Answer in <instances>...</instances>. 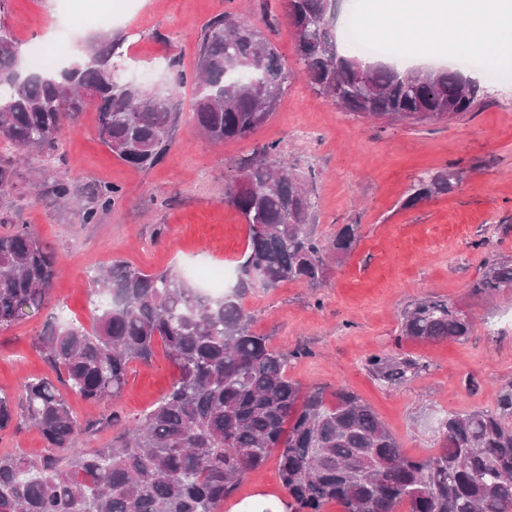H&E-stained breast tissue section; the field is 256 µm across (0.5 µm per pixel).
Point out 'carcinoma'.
<instances>
[{
	"instance_id": "obj_1",
	"label": "carcinoma",
	"mask_w": 512,
	"mask_h": 512,
	"mask_svg": "<svg viewBox=\"0 0 512 512\" xmlns=\"http://www.w3.org/2000/svg\"><path fill=\"white\" fill-rule=\"evenodd\" d=\"M336 0H287L304 73L346 111L389 120H442L483 104L480 81L447 68L403 69L365 63L338 40ZM122 45L97 38L86 58L36 79H15L19 40L0 25V142L48 157L66 126L84 112L80 96L98 91L99 140L136 168L156 163L173 139L169 94L155 101L135 87L109 85ZM290 72L256 27L226 13L198 40L193 86L197 130L211 142L249 138L275 111ZM458 172L422 177L408 204L451 191ZM315 177L284 169L278 144L263 146L227 187L248 225L235 284L211 296L181 275L146 274L114 263L92 281L93 324H46L38 351L57 379L29 378L18 400L0 394V431L17 420L38 431L49 452L0 455V512H218L241 477L277 453L293 512H512V383L496 407L450 413L438 426L441 447L424 458L404 454L374 410L346 386L303 387L288 377L290 354L253 330L243 306L255 288L285 282L319 288L359 239V225L315 233ZM15 191V170L0 163V202ZM55 251L27 226L0 234V329L47 304L59 273ZM471 292L512 288V258L489 255ZM473 317L425 297L407 308L400 337L462 341ZM162 345L177 374L143 418L107 448H76L82 427L69 390L94 403L121 395L130 363L152 361ZM369 373L384 386L426 370L404 354H372Z\"/></svg>"
}]
</instances>
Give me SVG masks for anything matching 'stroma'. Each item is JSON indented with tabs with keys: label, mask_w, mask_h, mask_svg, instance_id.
Segmentation results:
<instances>
[{
	"label": "stroma",
	"mask_w": 512,
	"mask_h": 512,
	"mask_svg": "<svg viewBox=\"0 0 512 512\" xmlns=\"http://www.w3.org/2000/svg\"><path fill=\"white\" fill-rule=\"evenodd\" d=\"M234 13L259 28L292 73L270 120L245 140L216 146L194 126L191 87L172 100L173 144L153 166L133 168L97 137L98 112L88 109L64 130L57 155L16 154L0 144V162H14L17 188L0 203V233L27 224L59 257L48 303L0 329V390L17 394L21 382L50 375L35 343L47 322L90 326L91 279L121 261L148 273L193 275L205 264L236 269L248 226L224 199L240 161L278 143L293 171L315 175L314 227L331 235L356 224V247L313 288L287 282L252 290L245 301L254 331L272 347L292 353L288 374L303 386H348L375 410L406 455L426 457L439 446L436 422L447 412L493 408L500 385L512 382V291L488 300L471 284L489 252L512 256V60L488 66L447 47L420 46L427 66L479 74L483 106L441 121L371 120L347 112L321 95L299 62L288 25L286 0H0V23L20 42L22 61L37 71L36 50L65 65L109 33L122 39L116 63L124 79L167 89L177 72L193 73L204 26ZM455 165L453 190L407 205L424 173ZM67 177L75 199L49 190ZM122 194L102 206L99 192ZM98 219L86 223V208ZM488 247H480V240ZM427 296L447 299L475 323L462 342L399 340L404 310ZM402 352L427 370L399 386L384 387L365 368L373 353ZM176 370L163 347L151 363H131L114 401L66 398L84 427L76 445H111L113 418H140L170 386ZM475 377L476 390L465 380ZM241 489L221 512H245L259 498L285 499L276 459L243 475Z\"/></svg>",
	"instance_id": "35a3bbf8"
}]
</instances>
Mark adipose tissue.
<instances>
[{
    "label": "adipose tissue",
    "instance_id": "ef3b65f1",
    "mask_svg": "<svg viewBox=\"0 0 512 512\" xmlns=\"http://www.w3.org/2000/svg\"><path fill=\"white\" fill-rule=\"evenodd\" d=\"M368 26L389 33L410 63L424 41L491 62L512 57V0H384Z\"/></svg>",
    "mask_w": 512,
    "mask_h": 512
}]
</instances>
